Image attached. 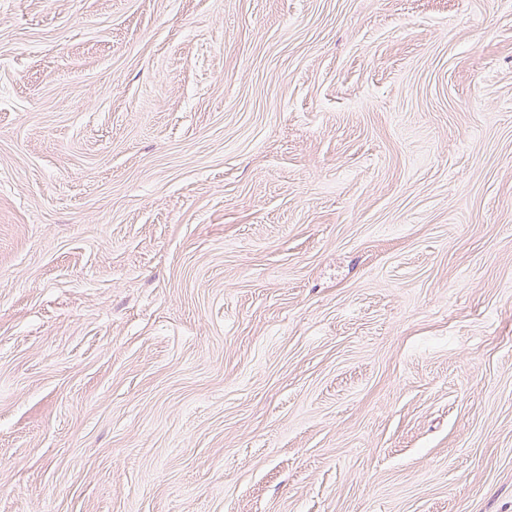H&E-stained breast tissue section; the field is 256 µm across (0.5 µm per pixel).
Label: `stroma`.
Instances as JSON below:
<instances>
[{
	"label": "stroma",
	"instance_id": "1",
	"mask_svg": "<svg viewBox=\"0 0 512 512\" xmlns=\"http://www.w3.org/2000/svg\"><path fill=\"white\" fill-rule=\"evenodd\" d=\"M0 512H512V0H0Z\"/></svg>",
	"mask_w": 512,
	"mask_h": 512
}]
</instances>
